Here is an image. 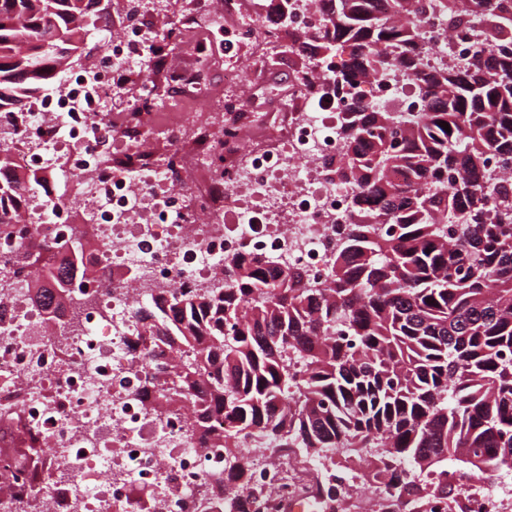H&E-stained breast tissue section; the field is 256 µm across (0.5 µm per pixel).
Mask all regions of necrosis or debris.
I'll list each match as a JSON object with an SVG mask.
<instances>
[{
    "label": "necrosis or debris",
    "instance_id": "1",
    "mask_svg": "<svg viewBox=\"0 0 512 512\" xmlns=\"http://www.w3.org/2000/svg\"><path fill=\"white\" fill-rule=\"evenodd\" d=\"M161 39V28L140 27L113 44L106 64L75 67L60 89L32 100L7 141L25 165L68 187L55 200L32 194V228L19 246L48 242L64 253L75 212L100 248L88 257L97 278L80 289L86 303L64 340L25 300L26 280L0 261V422L9 424L0 446L31 450L21 471L0 457V510L34 494L46 512H202L224 451L191 442V405L157 415L143 399L147 364L129 346L132 303L178 285L217 287L234 252L285 260L325 282L347 221L350 192L327 178L324 163L341 149L336 129L349 100L313 112L312 91L295 87L273 105L226 101L205 121L186 112L162 124L137 101L113 112L109 70L152 72L146 51ZM205 51L183 50L189 63L173 74L183 98L207 93ZM355 93L405 112L423 107L399 76L361 80ZM250 131L268 146L248 145ZM158 137L168 143L161 156L147 149ZM113 138L119 151L106 148ZM244 459L263 487L251 512H281L299 497L273 453L249 437Z\"/></svg>",
    "mask_w": 512,
    "mask_h": 512
}]
</instances>
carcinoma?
<instances>
[{
  "label": "carcinoma",
  "instance_id": "1",
  "mask_svg": "<svg viewBox=\"0 0 512 512\" xmlns=\"http://www.w3.org/2000/svg\"><path fill=\"white\" fill-rule=\"evenodd\" d=\"M318 23L288 34L308 64L335 56L340 93L364 75L400 74L424 101L392 112L357 99L326 174L351 193L327 285L238 253L220 288H173L133 305L132 342L147 357L179 351L172 375L146 373L161 412L195 407L192 437L224 449L211 487L223 512H250L251 436L314 463L311 497L336 499V468L370 457L390 512H430L448 498L452 456L480 473L512 470V0H323ZM93 0H0V113L56 82L81 56ZM478 27L465 63L431 58L423 30ZM450 125V131L441 122ZM45 180L0 146V239ZM81 225L57 267L45 245L17 262L41 272L28 296L62 323L94 279Z\"/></svg>",
  "mask_w": 512,
  "mask_h": 512
}]
</instances>
